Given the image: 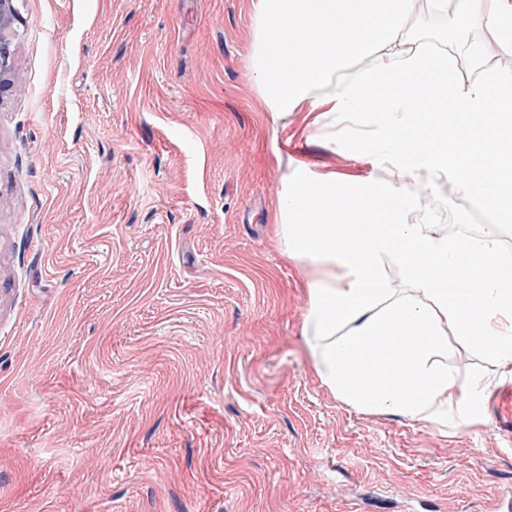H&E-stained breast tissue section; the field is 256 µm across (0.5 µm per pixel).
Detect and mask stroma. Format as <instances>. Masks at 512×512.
Here are the masks:
<instances>
[{
  "instance_id": "35a3bbf8",
  "label": "stroma",
  "mask_w": 512,
  "mask_h": 512,
  "mask_svg": "<svg viewBox=\"0 0 512 512\" xmlns=\"http://www.w3.org/2000/svg\"><path fill=\"white\" fill-rule=\"evenodd\" d=\"M0 100V512H486L512 381L448 432L323 385L277 159L385 178L297 112L273 132L251 0H15ZM422 211L479 203L457 178ZM479 449L470 457V449Z\"/></svg>"
}]
</instances>
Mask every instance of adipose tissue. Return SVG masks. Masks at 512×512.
<instances>
[{"label": "adipose tissue", "mask_w": 512, "mask_h": 512, "mask_svg": "<svg viewBox=\"0 0 512 512\" xmlns=\"http://www.w3.org/2000/svg\"><path fill=\"white\" fill-rule=\"evenodd\" d=\"M453 5L490 22L512 52V0ZM251 9L250 68L272 127L314 113L324 140L345 126L388 172L344 181L278 162L288 190L274 209L277 245L310 270L304 325L323 384L365 414L425 427L475 423L490 388L512 380V260L500 255L498 225L471 237L408 221L417 205L409 183L435 191L457 175L484 207L512 214V75L454 85L447 55L406 28L412 0H251ZM357 56L371 57L370 67L350 71ZM485 141L499 150L489 172L472 166ZM489 259L497 274L467 287L470 264ZM392 268L411 293L392 288ZM452 341L480 353L483 367L461 375L448 362Z\"/></svg>", "instance_id": "ef3b65f1"}]
</instances>
